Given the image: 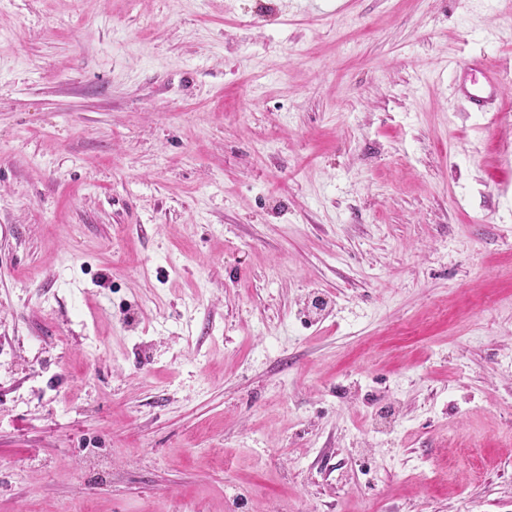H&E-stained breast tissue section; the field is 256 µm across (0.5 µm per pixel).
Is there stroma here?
I'll return each instance as SVG.
<instances>
[{
    "label": "stroma",
    "mask_w": 512,
    "mask_h": 512,
    "mask_svg": "<svg viewBox=\"0 0 512 512\" xmlns=\"http://www.w3.org/2000/svg\"><path fill=\"white\" fill-rule=\"evenodd\" d=\"M0 512H512V0H0ZM458 92L478 110L496 103L503 94V85L493 66L484 59H471L460 66Z\"/></svg>",
    "instance_id": "obj_1"
}]
</instances>
